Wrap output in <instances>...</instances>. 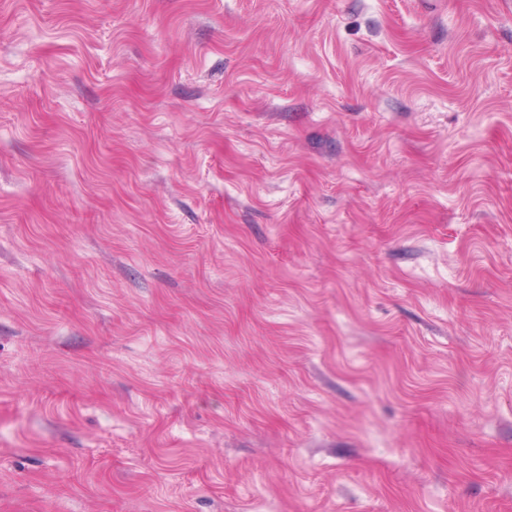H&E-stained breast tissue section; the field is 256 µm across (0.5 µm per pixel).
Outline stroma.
<instances>
[{
  "label": "stroma",
  "mask_w": 512,
  "mask_h": 512,
  "mask_svg": "<svg viewBox=\"0 0 512 512\" xmlns=\"http://www.w3.org/2000/svg\"><path fill=\"white\" fill-rule=\"evenodd\" d=\"M0 512H512V0H0Z\"/></svg>",
  "instance_id": "1"
}]
</instances>
